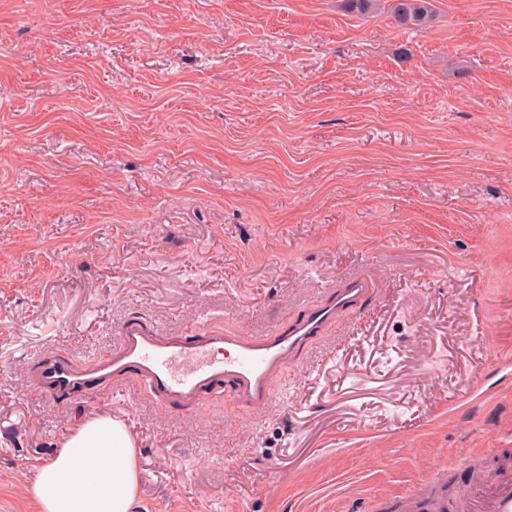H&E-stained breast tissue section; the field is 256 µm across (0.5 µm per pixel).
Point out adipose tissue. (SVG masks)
<instances>
[{
	"label": "adipose tissue",
	"instance_id": "adipose-tissue-1",
	"mask_svg": "<svg viewBox=\"0 0 512 512\" xmlns=\"http://www.w3.org/2000/svg\"><path fill=\"white\" fill-rule=\"evenodd\" d=\"M139 484L136 448L111 417L80 423L30 486L38 512H131Z\"/></svg>",
	"mask_w": 512,
	"mask_h": 512
}]
</instances>
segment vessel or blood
I'll return each mask as SVG.
<instances>
[{
  "mask_svg": "<svg viewBox=\"0 0 512 512\" xmlns=\"http://www.w3.org/2000/svg\"><path fill=\"white\" fill-rule=\"evenodd\" d=\"M365 291L364 281H351L290 327L271 335L245 336L217 327L192 335L167 333L132 320L111 352L88 361L53 356L34 368L30 386L40 395L65 396L131 378L161 402L185 411L213 404L224 393L237 405L264 409L276 396L286 363ZM472 509L512 512V474L500 473L481 489Z\"/></svg>",
  "mask_w": 512,
  "mask_h": 512,
  "instance_id": "obj_1",
  "label": "vessel or blood"
}]
</instances>
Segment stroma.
Returning <instances> with one entry per match:
<instances>
[{"label":"stroma","mask_w":512,"mask_h":512,"mask_svg":"<svg viewBox=\"0 0 512 512\" xmlns=\"http://www.w3.org/2000/svg\"><path fill=\"white\" fill-rule=\"evenodd\" d=\"M379 2L0 0V512H37L36 473L99 416L137 449L132 512H359L436 467L455 506L494 475L512 0H431L422 28ZM355 276L266 409L29 386L131 318L266 335Z\"/></svg>","instance_id":"35a3bbf8"}]
</instances>
